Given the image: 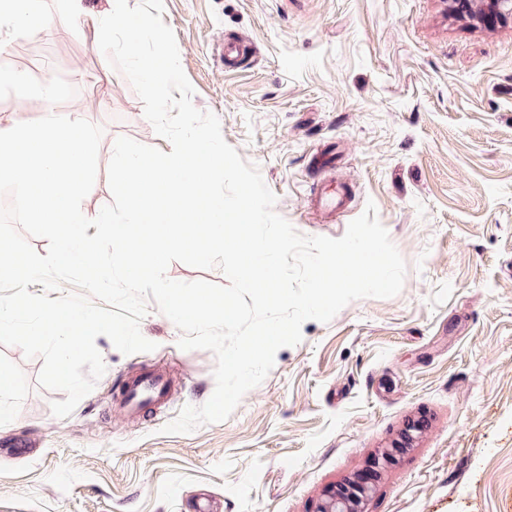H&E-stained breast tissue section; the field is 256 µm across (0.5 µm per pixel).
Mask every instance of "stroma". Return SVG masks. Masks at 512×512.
Instances as JSON below:
<instances>
[{"instance_id":"obj_1","label":"stroma","mask_w":512,"mask_h":512,"mask_svg":"<svg viewBox=\"0 0 512 512\" xmlns=\"http://www.w3.org/2000/svg\"><path fill=\"white\" fill-rule=\"evenodd\" d=\"M194 106L257 165L275 211L305 236L342 237L374 202L407 271L391 298L350 302L302 326L261 384L224 421L187 434L162 428L215 390V355L184 350L155 303L140 323L155 343L125 355L105 336L106 365L66 418L42 388V358L0 345L19 418L0 420V512H314L383 452L367 512H512V22L487 26L446 0H164ZM253 50L222 70L218 44ZM46 65L98 107L95 184L118 137L170 151L138 94L81 32L20 38L8 56ZM328 157L355 198L330 222L309 207ZM175 387L162 407L116 405L141 365ZM422 422L413 446L406 427ZM32 444L29 455L13 443ZM372 468V467H371Z\"/></svg>"}]
</instances>
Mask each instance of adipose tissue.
Here are the masks:
<instances>
[{"instance_id":"obj_1","label":"adipose tissue","mask_w":512,"mask_h":512,"mask_svg":"<svg viewBox=\"0 0 512 512\" xmlns=\"http://www.w3.org/2000/svg\"><path fill=\"white\" fill-rule=\"evenodd\" d=\"M131 20L127 0H112L107 14L87 8L85 0H66L63 14L44 13L40 0H0V45L19 36L61 38L69 35L72 22H80L91 44H98L102 31L112 24L127 25Z\"/></svg>"}]
</instances>
